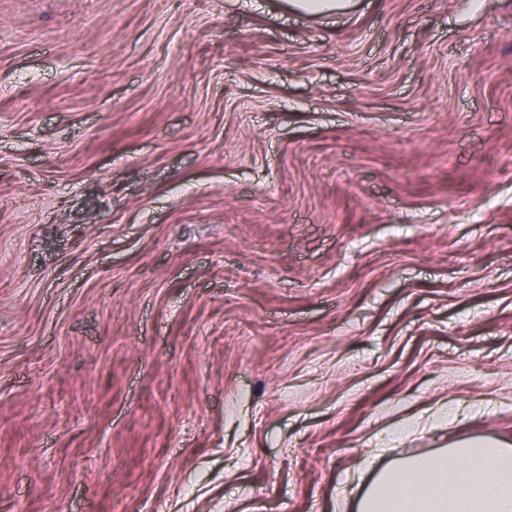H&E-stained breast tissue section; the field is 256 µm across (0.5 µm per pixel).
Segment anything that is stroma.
<instances>
[{
  "mask_svg": "<svg viewBox=\"0 0 512 512\" xmlns=\"http://www.w3.org/2000/svg\"><path fill=\"white\" fill-rule=\"evenodd\" d=\"M353 4L0 0V512L512 441V0Z\"/></svg>",
  "mask_w": 512,
  "mask_h": 512,
  "instance_id": "35a3bbf8",
  "label": "stroma"
}]
</instances>
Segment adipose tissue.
<instances>
[{
  "label": "adipose tissue",
  "mask_w": 512,
  "mask_h": 512,
  "mask_svg": "<svg viewBox=\"0 0 512 512\" xmlns=\"http://www.w3.org/2000/svg\"><path fill=\"white\" fill-rule=\"evenodd\" d=\"M356 512H512V445L466 441L375 471Z\"/></svg>",
  "instance_id": "adipose-tissue-1"
}]
</instances>
